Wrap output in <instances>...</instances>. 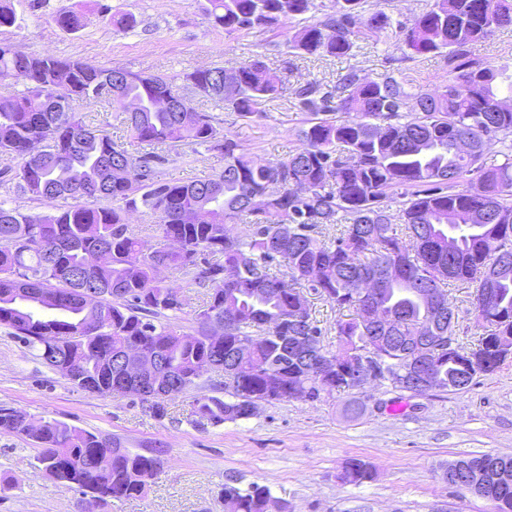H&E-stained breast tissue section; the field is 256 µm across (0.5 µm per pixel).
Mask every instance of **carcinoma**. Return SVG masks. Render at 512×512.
Segmentation results:
<instances>
[{
	"label": "carcinoma",
	"mask_w": 512,
	"mask_h": 512,
	"mask_svg": "<svg viewBox=\"0 0 512 512\" xmlns=\"http://www.w3.org/2000/svg\"><path fill=\"white\" fill-rule=\"evenodd\" d=\"M315 12L314 0H207L204 7L209 23L227 33L297 22L285 42L294 54L342 57L362 31L393 30L402 60L443 56L447 83L429 93L392 71L373 79L357 69L331 84L308 81L295 92L306 114L298 131L305 146L272 162L228 138L204 109L128 112L112 98L105 105L117 112L123 141L76 111L96 102L94 92L120 73L125 96L178 98L197 88L248 120L286 86L260 55L233 70L238 91L229 100L219 66L187 72L178 85L160 74L27 56L0 44V77L25 86L12 110L0 111V155L17 160L0 175L19 195L56 202L23 212L0 197V325L74 387L112 395L122 372L117 356L139 347L160 360L153 383L165 396L150 415L162 419L169 402L204 373L228 369L233 351L255 341L257 371L239 366L225 396L194 399L190 423L220 426L248 418L256 397L269 403L294 391L313 393L308 365L290 350L296 330L323 336L307 288L351 311L336 323V351L324 352L338 358L384 336L378 363L390 387L406 392L411 355L397 337L448 335L422 299L423 289L448 280L474 289L470 313L481 334L474 346L436 359L432 378L443 391L458 392L503 364L499 346H512V74L475 51L495 30L512 26V0H430L405 20L371 10L369 0H334L332 12ZM53 21L68 33L82 27L74 10ZM58 90L70 102L50 101ZM493 142L504 161L485 168L481 159ZM185 147L219 152L224 169L185 184L163 180L162 167L186 158ZM132 153L140 167L127 172ZM140 210L178 247L147 250L127 219ZM240 220L250 233L234 237L228 225ZM328 224L345 229L322 239L320 227ZM159 264L210 289L192 333L177 324L183 303L159 278ZM274 267L280 274L271 273ZM488 273L495 295L485 301L479 292ZM360 281L377 284L373 300L388 324L368 315L355 288ZM18 413L0 406V432L27 437L38 449V470L88 496L87 512L142 495L168 453L160 444L125 448L115 437L56 419L30 429ZM461 462L479 474L493 512H512V457ZM342 472L353 485L375 476L360 458L346 461ZM270 497L266 487L226 484L224 512H270Z\"/></svg>",
	"instance_id": "obj_1"
}]
</instances>
